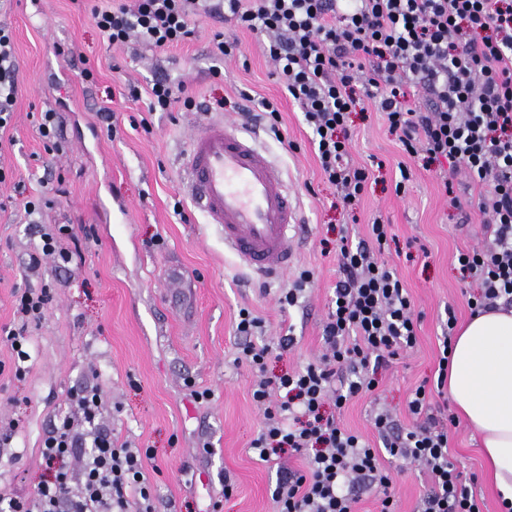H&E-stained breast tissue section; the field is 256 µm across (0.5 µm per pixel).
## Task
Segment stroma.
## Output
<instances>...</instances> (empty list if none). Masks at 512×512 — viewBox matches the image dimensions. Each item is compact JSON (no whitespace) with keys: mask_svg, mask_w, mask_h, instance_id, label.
Masks as SVG:
<instances>
[{"mask_svg":"<svg viewBox=\"0 0 512 512\" xmlns=\"http://www.w3.org/2000/svg\"><path fill=\"white\" fill-rule=\"evenodd\" d=\"M112 0H13L0 11L10 26L23 82L13 126L0 133V163L27 194L63 179L40 224H31L21 203L0 210V326L12 323L14 292L51 288L42 321L29 329L31 361L23 378L0 373V421H19L10 445L0 446V495L26 496L44 479L39 446L70 391L100 385L104 422L114 437L149 448L146 473L154 488V512H275V469L250 450L262 412L253 402V375L236 364V319L241 307L265 322V340L292 333L294 346L267 362L279 375L314 361L336 285L334 242L341 230L366 235L373 221L390 225L398 247L381 253L394 266L421 316L414 349L385 372L374 396L352 400L345 425L377 440L372 418L387 409L397 424L413 419L407 404L423 378L434 377L446 309L457 321L470 315L469 288L455 262L458 250L483 243L470 190L461 207L442 193L434 172L407 161L379 113L353 115L352 157L372 174L355 217L338 207V194L324 183L301 113L272 75L261 35L234 23L202 18L191 41L164 52L115 47L93 27L91 7ZM238 42L240 54L214 55V35ZM91 69L95 83L83 81ZM220 69L213 77L212 69ZM165 75L206 101L209 113H147L143 89ZM277 100L281 138L264 145L282 168L299 206L293 270L314 273L298 306L281 311L277 297L288 276L259 281L225 252L214 227L191 204L175 212L184 196L180 178L193 131L203 116L237 118L244 95ZM53 109L66 141L46 150L38 133L40 114ZM115 114L113 128L100 109ZM409 179L396 193L399 162ZM42 224L90 230L67 264L29 257ZM209 390L195 401L193 390ZM450 454L463 474H475V490L488 512L500 498L488 481L479 438L465 421L448 434ZM396 480L397 512H416L428 490L417 465L387 459ZM232 493H225V485Z\"/></svg>","mask_w":512,"mask_h":512,"instance_id":"1","label":"stroma"}]
</instances>
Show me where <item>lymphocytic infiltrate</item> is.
Masks as SVG:
<instances>
[{
  "mask_svg": "<svg viewBox=\"0 0 512 512\" xmlns=\"http://www.w3.org/2000/svg\"><path fill=\"white\" fill-rule=\"evenodd\" d=\"M338 2L119 0L109 9L92 8L91 20L114 46H177L193 37L192 22L204 15L265 36L276 81L312 132L321 176L340 191L347 209L358 203L369 177L351 160V115L363 99L373 100L409 158L426 169L449 163L442 176L446 194H453L461 173L478 191L479 221L492 238L457 257L478 285L468 300L471 312L512 305V0H348L343 9ZM18 80L13 33L0 25V130L12 122ZM414 91L424 103L412 108ZM147 94L151 112L202 108L184 85L164 78L152 80ZM368 231V240L344 235L336 245L340 276L314 362L267 378L268 356L291 349L294 337L256 343L263 319L246 307L238 312V359L256 376L252 399L263 413L250 447L264 462L287 453L306 460L304 469L278 471L277 512H357L367 488L376 490L379 512H396L392 478L379 461L383 453L425 471L430 487L420 512H485L448 453L454 417L432 408L434 391L448 382L452 330L443 334L437 379L423 380L408 403L412 425L400 427L378 413L375 446L338 419L351 399L373 394L383 370L417 342L420 315L396 271L377 257L389 227L375 221ZM74 240L70 226L45 228L31 267L45 256L71 262ZM51 300L47 288L17 292V321L0 327L15 376L25 373L30 358L28 327ZM103 408L100 386L70 392L68 411L41 444L49 479L30 497L0 495V512H153L145 455L113 437Z\"/></svg>",
  "mask_w": 512,
  "mask_h": 512,
  "instance_id": "1",
  "label": "lymphocytic infiltrate"
}]
</instances>
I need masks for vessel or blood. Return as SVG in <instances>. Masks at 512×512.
Here are the masks:
<instances>
[{
    "label": "vessel or blood",
    "mask_w": 512,
    "mask_h": 512,
    "mask_svg": "<svg viewBox=\"0 0 512 512\" xmlns=\"http://www.w3.org/2000/svg\"><path fill=\"white\" fill-rule=\"evenodd\" d=\"M182 187L244 266L269 277L288 269L297 204L283 170L251 130L204 122L184 160Z\"/></svg>",
    "instance_id": "1"
}]
</instances>
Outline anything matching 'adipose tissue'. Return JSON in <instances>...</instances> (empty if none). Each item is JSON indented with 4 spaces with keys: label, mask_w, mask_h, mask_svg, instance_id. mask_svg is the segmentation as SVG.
<instances>
[{
    "label": "adipose tissue",
    "mask_w": 512,
    "mask_h": 512,
    "mask_svg": "<svg viewBox=\"0 0 512 512\" xmlns=\"http://www.w3.org/2000/svg\"><path fill=\"white\" fill-rule=\"evenodd\" d=\"M448 394L480 436L493 482L512 501V308L497 306L459 327L452 339Z\"/></svg>",
    "instance_id": "obj_1"
}]
</instances>
